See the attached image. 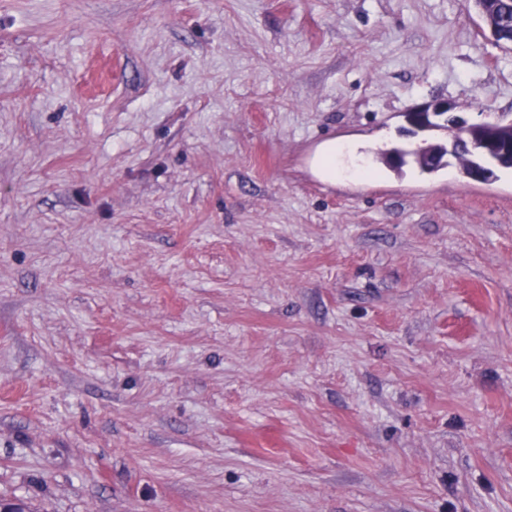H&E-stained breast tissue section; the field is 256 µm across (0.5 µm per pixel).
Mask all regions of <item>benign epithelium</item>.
Segmentation results:
<instances>
[{
	"mask_svg": "<svg viewBox=\"0 0 512 512\" xmlns=\"http://www.w3.org/2000/svg\"><path fill=\"white\" fill-rule=\"evenodd\" d=\"M512 0H478V15L485 19L499 10H507ZM456 104L448 99H433L410 108L404 113L406 122L413 133H428L452 128L459 133V139L447 142L448 154L438 159L441 166L456 160V153L465 150L475 161L466 173L473 182L489 183L496 177L500 159L512 157V137L504 131L512 129V118L498 117L478 123H470L456 112Z\"/></svg>",
	"mask_w": 512,
	"mask_h": 512,
	"instance_id": "1",
	"label": "benign epithelium"
}]
</instances>
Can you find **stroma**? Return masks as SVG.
<instances>
[{"instance_id": "35a3bbf8", "label": "stroma", "mask_w": 512, "mask_h": 512, "mask_svg": "<svg viewBox=\"0 0 512 512\" xmlns=\"http://www.w3.org/2000/svg\"><path fill=\"white\" fill-rule=\"evenodd\" d=\"M434 98L512 115L472 0H0V500L512 512V171L375 157Z\"/></svg>"}]
</instances>
